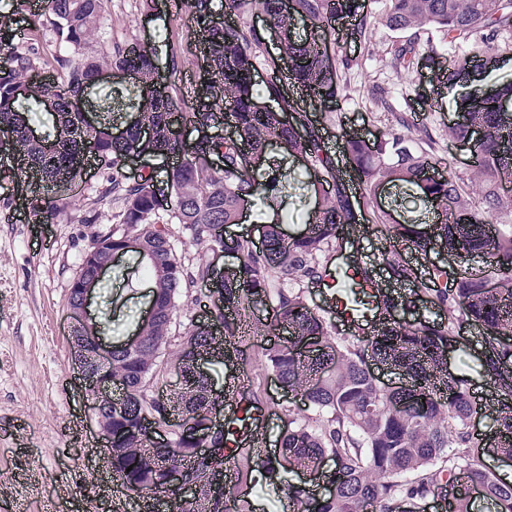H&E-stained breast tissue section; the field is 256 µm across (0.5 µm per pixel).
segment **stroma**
Wrapping results in <instances>:
<instances>
[{"label":"stroma","mask_w":512,"mask_h":512,"mask_svg":"<svg viewBox=\"0 0 512 512\" xmlns=\"http://www.w3.org/2000/svg\"><path fill=\"white\" fill-rule=\"evenodd\" d=\"M186 0H154L153 9H144L142 0H107L105 29L107 40L95 43L98 54H106L108 44L138 39L157 52L156 64L166 82L198 75L205 66L202 50L185 22ZM436 52L433 58L417 57L409 74L400 75L391 66L396 35L382 23H375L365 38H351L337 45L336 57L343 60L338 79L340 91L322 111L310 118L319 129L328 151L342 146V135L355 131L373 136L395 128L394 112L385 111L371 96L374 86L387 89L394 111H414L432 132L435 144L429 154L438 167H453L467 173L468 152L459 150L448 138V128L456 118L455 104L447 91H436L432 77L439 65L456 50L441 33L428 34ZM177 52L184 67L180 75L167 69L168 55ZM103 173L89 166L82 182L68 191L69 205L55 222L32 220L29 205L19 200L8 169L0 168V512H12L19 498L29 501V512H40V503L30 495V480L39 477L46 491H57L60 512H132L127 496H111L107 489L108 470L90 460L78 486L60 485L58 475L72 458L98 444V427L73 365L69 331L73 319L68 308L71 283L91 242L111 232L117 205L97 203V190ZM353 191L356 222L353 229L372 261L383 285L395 293L409 294L413 285L393 280L380 266V255L392 248L387 225L374 221L375 212L394 208L396 220L419 218L431 222L433 211L416 198L392 207L391 195L375 201H361ZM152 285L147 269L132 279L107 274L102 288L96 289L90 307L92 314H110L113 339H122L132 330L144 308L145 295ZM209 300L204 285L182 288L178 310L168 342L156 361L155 386L174 389L176 363L192 325L202 321ZM247 327L237 339V360L233 368L213 367L216 382L227 374L248 376L262 401L265 413L261 449L240 459L235 480V496L246 501L248 512H285L284 489L296 476L280 470L277 480L261 482L256 470L262 459L274 454L278 427L287 415L313 421L315 411L296 397L284 395L273 376L262 364L266 338L261 333L264 311L247 312ZM483 336L478 328L464 333V342L448 357V367L464 379L470 394L492 407L497 396L486 385L478 352Z\"/></svg>","instance_id":"1"}]
</instances>
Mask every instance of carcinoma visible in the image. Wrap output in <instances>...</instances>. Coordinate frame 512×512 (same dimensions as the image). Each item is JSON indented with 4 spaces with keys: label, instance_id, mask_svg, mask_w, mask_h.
Masks as SVG:
<instances>
[{
    "label": "carcinoma",
    "instance_id": "obj_1",
    "mask_svg": "<svg viewBox=\"0 0 512 512\" xmlns=\"http://www.w3.org/2000/svg\"><path fill=\"white\" fill-rule=\"evenodd\" d=\"M103 2L47 0L27 31L0 24V45L9 48L0 57V131L14 136L17 168L55 191L53 197L30 201L44 223L65 209L61 193L82 177L79 159L92 146L100 170L107 174L108 187L100 200L110 197L120 203L112 238H98L94 262H108L127 236L135 235L137 267L152 274L154 314L137 323L140 344L112 355L113 376L130 392L126 405L112 411V472L122 478L124 488L142 498H167L170 512H216L211 492L220 483L224 504L233 501L225 472L246 449L227 447L224 426L212 435V452L206 457L194 455L195 444L180 431L174 433L171 448H150L143 440L147 418L166 423L165 410L144 399V384L168 341L183 283L198 280L211 282L209 298L218 301V327L212 332L193 326L187 343L231 364L233 342L243 333L244 311L264 306V367L321 416L315 426L294 417L285 421L279 434L281 454L261 461L263 466L275 463L300 471L320 458L333 460L328 495L316 498L306 488L287 485L288 499L303 512L312 504L313 512H363L367 504L375 512H428L429 500L447 497L462 470L497 512H509L512 483L491 471L484 457L512 458V224L496 223L512 214V194L503 188L505 177L512 176V112L506 108L512 102V83L480 95L464 90L454 95L456 111L465 114V121L448 127V136L470 145L473 164L467 183L451 167L437 179L425 178L431 160L414 146L413 112L400 114V131L386 137L344 140L348 177L368 197L381 183L404 193L417 189L446 218L425 233L414 219L390 223V214L382 210L379 221L389 225L395 239L424 256L439 245L460 267L449 290L420 284L447 307L443 322L401 324L395 318L396 299L383 291L378 295L381 322L358 351L332 335V324L301 293L273 289L271 278L320 280L326 267L319 265L317 254L355 223L346 184L336 174L334 159L323 152L319 130L307 113L336 96L337 70L328 45L336 17L355 18L363 38L373 24V16L362 11V0H293L289 10L283 0H224L220 14L212 0H189L192 16L203 26L207 70L200 80L181 87L158 85L155 52L138 40L114 46L103 62L86 52L89 40L104 33ZM250 10L264 13L279 39L281 57L267 59L266 66L275 74L282 59H288L284 81L305 93L309 103L299 105L271 83L277 109L259 110L254 94L256 40L243 23L231 22ZM297 18L309 27L303 40L294 35ZM383 22L390 31L406 35L394 49L392 66L398 73L413 64L423 29H434L454 46L465 47V53L448 60L436 76L437 87L452 90L465 86L470 72L484 69L489 58L509 47L512 0H389ZM105 66L131 71L136 81L101 84L97 76ZM19 83L32 85L33 93L15 97ZM227 104L232 137L195 139L184 163L161 176L153 169L137 180L123 174L130 154L150 159L182 151L168 121L171 112H179L185 124L208 128L223 116ZM33 112L46 113L51 122L40 139L28 136ZM115 112L129 113L125 135L119 138L112 137ZM288 113L294 114L290 122L284 120ZM144 125L149 128L146 134L141 133ZM474 127L481 131L477 139ZM218 155L224 161L221 170L211 166ZM301 158L309 163L306 186H324L305 232L287 238L281 224L265 223L259 250L237 238L215 236L217 226L238 223L244 197L279 210L288 196L291 164ZM171 224L187 231L194 245L237 254L238 265L213 280L204 258L185 264L175 248ZM479 254L496 260L492 288L484 286L483 272L469 267L470 257ZM384 261L399 277H416L395 253L385 254ZM469 326L485 335L480 366L486 381L500 392L494 433L480 441L474 439L469 422L482 406L472 400L463 380L448 374V342L458 341ZM307 342L315 354L296 352ZM369 356L407 377L408 384L388 391L371 374ZM173 399L188 421L224 410V398L211 394L210 378L193 366L185 369ZM165 464L188 467L199 486L192 500L167 486Z\"/></svg>",
    "mask_w": 512,
    "mask_h": 512
}]
</instances>
